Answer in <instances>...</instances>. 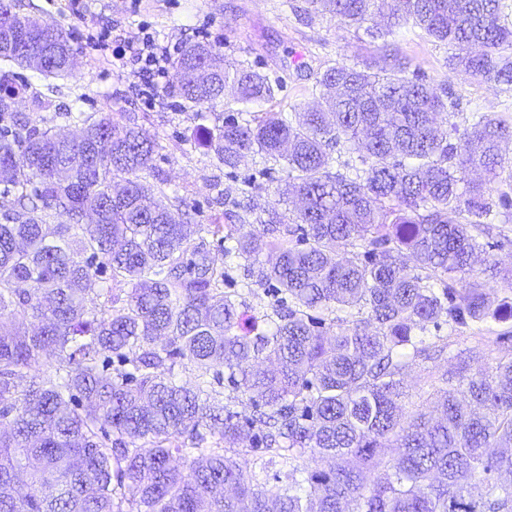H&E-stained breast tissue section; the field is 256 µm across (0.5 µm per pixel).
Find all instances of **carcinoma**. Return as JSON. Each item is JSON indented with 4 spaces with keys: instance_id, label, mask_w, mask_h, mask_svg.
Segmentation results:
<instances>
[{
    "instance_id": "cac0c4a2",
    "label": "carcinoma",
    "mask_w": 512,
    "mask_h": 512,
    "mask_svg": "<svg viewBox=\"0 0 512 512\" xmlns=\"http://www.w3.org/2000/svg\"><path fill=\"white\" fill-rule=\"evenodd\" d=\"M308 4L381 41V64L317 73L316 109L214 113L205 135L228 176L255 154L284 173L259 210L272 166L244 178L252 192L221 194L236 224L143 205L164 194L143 127L69 110L58 117L81 135L66 142L0 107V512H512V355L478 366L512 294L475 270L503 246L482 240L490 217L512 222V125L495 112L439 123L456 102L395 53L418 29L452 68L511 89L503 4ZM6 26L33 35L41 75H70L62 29L0 0ZM170 67L186 110L215 108L228 85L246 107L276 99L268 76L210 43ZM24 91L0 74V102ZM290 196L299 206L280 209ZM243 256L259 268L240 283ZM257 287L271 301L249 324ZM443 357L424 382L439 416L404 411L403 375Z\"/></svg>"
}]
</instances>
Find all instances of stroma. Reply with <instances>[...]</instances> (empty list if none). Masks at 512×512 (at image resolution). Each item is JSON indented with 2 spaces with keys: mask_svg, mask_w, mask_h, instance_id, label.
<instances>
[{
  "mask_svg": "<svg viewBox=\"0 0 512 512\" xmlns=\"http://www.w3.org/2000/svg\"><path fill=\"white\" fill-rule=\"evenodd\" d=\"M15 10L62 27L77 51L73 76L49 82L30 69H17L16 82L28 83L22 112L54 118L69 109L108 112L123 125L149 129L158 137L156 168L167 194L184 200L181 219L210 223L216 189L237 192L242 177L252 174L258 157L241 163L237 178H229L206 145L199 118L179 110L173 88L160 90L153 107H145L136 92L138 78L131 66L104 58L86 41L100 28L112 31L114 43L138 45L150 32L158 45L196 42L197 30L221 43L226 61L251 67L279 79L277 101L282 110L311 106L319 93L315 76L339 63L371 62L377 45L364 31L341 27L329 17L305 13V0H13ZM399 57L410 69L421 70L436 86L448 88L457 102L454 121L463 124L473 109L495 112L512 123V90L484 84L448 65V49L420 30L405 32L397 41ZM56 93H48V84Z\"/></svg>",
  "mask_w": 512,
  "mask_h": 512,
  "instance_id": "obj_1",
  "label": "stroma"
}]
</instances>
